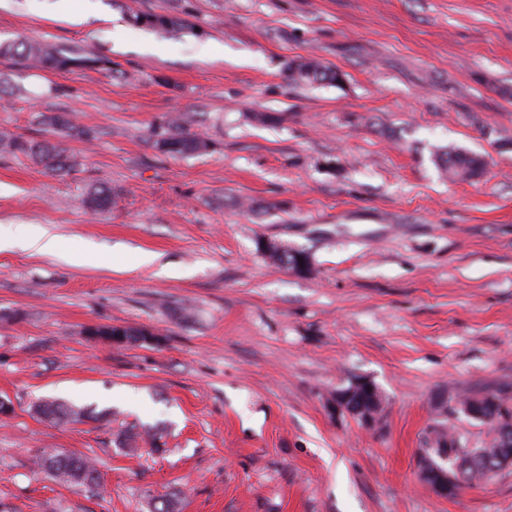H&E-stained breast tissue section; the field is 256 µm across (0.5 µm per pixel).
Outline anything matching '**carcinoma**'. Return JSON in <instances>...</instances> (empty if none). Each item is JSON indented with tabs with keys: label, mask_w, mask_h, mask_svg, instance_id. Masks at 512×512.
Here are the masks:
<instances>
[{
	"label": "carcinoma",
	"mask_w": 512,
	"mask_h": 512,
	"mask_svg": "<svg viewBox=\"0 0 512 512\" xmlns=\"http://www.w3.org/2000/svg\"><path fill=\"white\" fill-rule=\"evenodd\" d=\"M0 57H9L27 67L56 70L99 67L106 64V61L99 57L80 52H65L41 42L28 40L0 43ZM288 78L299 84L339 83L343 79V74L338 70L324 68L314 58H302L288 67ZM44 121L57 134V140L35 141L2 133L0 149L37 161L45 172L52 176L68 175L75 171L76 162L64 146L63 140L66 138L89 139L92 137V132L75 124L71 114L67 112L53 113L44 117ZM168 128L169 134L164 137V141L169 144V147L164 149V153L185 155L201 152L205 141L196 134L185 132L180 118L170 119ZM435 162L438 168L448 174V177L461 180L479 178L485 173L487 167L484 156L460 148L440 149L435 155ZM84 203L93 210L106 209L112 205V189L103 185L94 187L86 193ZM43 416L60 422L74 418L78 413L61 403L54 402L43 412ZM498 417L497 409L485 412V420L481 421V424L490 430L492 439L476 454L468 451L467 435L447 431L442 426L433 430L432 447L425 449V454L437 465L448 470V473L461 477L451 496H456L466 485L479 484L495 476L490 465L494 464L499 450L505 447L497 426ZM39 467L55 479L75 487H91L98 484L95 467L81 455L67 453L44 455L39 459Z\"/></svg>",
	"instance_id": "cac0c4a2"
}]
</instances>
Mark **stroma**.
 Returning a JSON list of instances; mask_svg holds the SVG:
<instances>
[{"instance_id": "obj_1", "label": "stroma", "mask_w": 512, "mask_h": 512, "mask_svg": "<svg viewBox=\"0 0 512 512\" xmlns=\"http://www.w3.org/2000/svg\"><path fill=\"white\" fill-rule=\"evenodd\" d=\"M0 0V42L102 57L60 73L0 58V132L43 140L48 112L93 129L50 176L0 151V227H50L59 254L0 253V512H512V466L453 498L418 473L442 398L512 400V0ZM173 14L178 37L134 23ZM313 57L338 84L306 86ZM279 115L278 124L257 115ZM184 115L209 147L160 152ZM490 156L452 181L442 146ZM111 188L110 209L83 198ZM310 253L300 276L256 250ZM157 263L131 268L135 251ZM121 325L159 343L89 339ZM357 377L376 427L327 400ZM59 400L93 418L55 424ZM90 458L97 486L36 465ZM288 78L294 83H339L343 79L340 71L328 70L314 58H302L288 67Z\"/></svg>"}]
</instances>
